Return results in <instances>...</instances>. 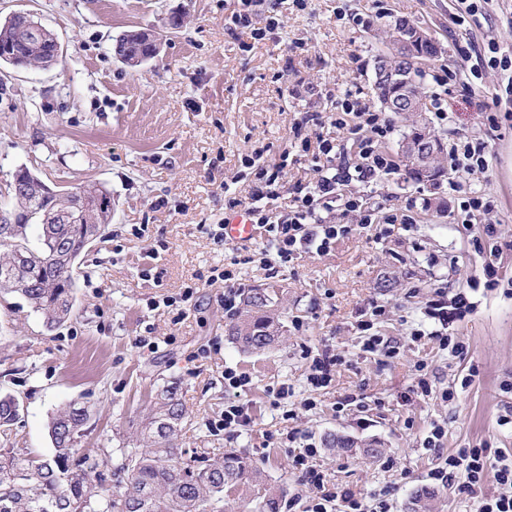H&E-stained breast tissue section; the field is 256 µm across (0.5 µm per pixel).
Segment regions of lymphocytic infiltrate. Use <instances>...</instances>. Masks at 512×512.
I'll list each match as a JSON object with an SVG mask.
<instances>
[{
  "label": "lymphocytic infiltrate",
  "mask_w": 512,
  "mask_h": 512,
  "mask_svg": "<svg viewBox=\"0 0 512 512\" xmlns=\"http://www.w3.org/2000/svg\"><path fill=\"white\" fill-rule=\"evenodd\" d=\"M333 108L326 114L309 115L308 120L318 127L332 126L345 132L357 145L356 161L341 157L335 138L318 136L317 140L301 138L299 156L308 158L315 174L312 182L294 185L287 212H280L271 205L283 188L281 180L285 163L269 164L264 148L258 147L241 158V165L253 174L255 185L248 199L237 197L232 189L224 191V214H244L254 225L263 255L285 264L308 252L327 253L340 237L352 232L354 225L409 224L413 217L408 210L385 209L378 211L362 204L359 197L348 192L352 182L364 185L377 183L380 176L393 168L392 161L381 149L382 143L394 131L393 120L386 113L362 103L352 93L327 91ZM340 212L350 216L347 224H335L330 213ZM476 308L467 293L453 295L435 290L427 300L423 316L429 329H417L413 339H434L441 349L454 354L464 353L467 345L459 337L449 334L448 328L464 319ZM251 383L249 375L233 368L224 370V415L211 425L213 431L234 437L250 430L254 420L249 403L242 398ZM319 451L303 448L294 455L292 465L300 469L313 495L303 512H389L390 505L381 495L355 497L353 494L328 484L314 461ZM465 475L461 489L479 495L478 512H512V461L491 453L487 448H461L454 454L439 457L429 472L433 483L449 485L457 475ZM493 476L499 487L497 495L480 496L479 491L486 476Z\"/></svg>",
  "instance_id": "1"
}]
</instances>
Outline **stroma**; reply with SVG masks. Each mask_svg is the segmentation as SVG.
<instances>
[{"label": "stroma", "instance_id": "stroma-1", "mask_svg": "<svg viewBox=\"0 0 512 512\" xmlns=\"http://www.w3.org/2000/svg\"><path fill=\"white\" fill-rule=\"evenodd\" d=\"M33 13L51 30L65 66L16 70L0 66V207L13 209L7 187L25 167L48 185L95 184L112 194V222L104 240L79 260L76 313L55 329L22 298L0 294V393L18 398L21 411L0 448L48 455L49 418L77 400L92 418L81 448L116 450L130 424L144 418L157 390L178 382L191 411L180 447L234 448L253 459L279 485L291 512H302L310 488L292 457L312 443L327 481L363 496L392 487L390 512H407L419 490L434 492L431 512H476L478 502L427 474L438 453L487 446L512 456V427L498 423L512 410V100L495 95L511 74L481 68L469 58L490 47L512 58V0H490L478 23L460 36L456 0H281L274 39L242 50L224 27V0H0V18ZM181 28L167 26L170 16ZM402 16L439 40L437 66L455 65L442 103L447 123L434 130L444 144L482 136L486 173L448 172L437 187L407 181L404 170L383 175L375 188L351 183V192L379 196L391 208L420 200L409 227L386 235L358 229L328 254H303L285 266L262 260L244 265L245 287L274 283L285 290L282 320L289 330L269 349L237 348L225 329L223 284H208L235 242L214 243L208 227L224 217V181L234 178L240 155L266 150L278 162L290 147L291 127L307 112L331 108L326 90L350 91L372 101V60L382 47L379 25ZM128 30L160 38L157 55L132 69L118 62L114 39ZM499 117L497 129L484 124ZM471 190L492 195L496 210L459 223V201ZM159 209H152V202ZM496 227L482 235L483 224ZM158 250L157 260L144 256ZM494 264L498 284L486 287ZM203 281L184 319L162 298ZM467 292L476 310L453 324L468 346L454 356L436 341L412 340L422 309L435 290ZM386 304L378 331L398 343L395 357L362 352L355 324L370 302ZM302 329H293L295 321ZM149 346H141V339ZM324 348L344 358L331 385L310 391L307 352ZM432 382L426 397L411 395L418 364ZM248 374L245 394L255 415L252 431L234 438L211 431L224 411V370ZM469 387H461L465 376ZM292 390L293 418L273 407L269 388ZM459 385L445 401L443 389ZM361 395L367 410L337 415L336 403ZM314 397L312 410L300 408ZM445 431L440 450L424 448L431 424ZM298 431L296 442L286 439ZM377 443L381 460L328 447L331 436Z\"/></svg>", "mask_w": 512, "mask_h": 512}]
</instances>
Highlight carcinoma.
Wrapping results in <instances>:
<instances>
[{
  "mask_svg": "<svg viewBox=\"0 0 512 512\" xmlns=\"http://www.w3.org/2000/svg\"><path fill=\"white\" fill-rule=\"evenodd\" d=\"M390 48L374 58L372 91L382 105L391 97L425 98L419 78L421 64L435 60L443 45L403 18L383 25ZM116 57L138 67L157 53L156 41L130 31L115 42ZM0 63L15 69L48 68L62 63L54 35L29 31L22 17L0 22ZM401 142L432 145L433 170L428 173L409 157L403 162L409 179L436 185L447 175V147L425 120L403 116ZM15 206L38 214L60 207L72 210L67 224L19 221L7 225L0 241V291L24 298L41 314L49 328L74 316V265L90 237L102 239L112 218V196L95 186L67 196L9 189ZM280 289L245 288L240 308L228 329L233 343L246 351H264L284 333L278 307ZM189 417L179 387L167 384L156 396L150 413L135 427L132 448H121V462L111 468L112 454L102 457L80 452L78 438L91 419L89 409L71 402L48 424L52 453L38 461L21 448L0 451V512H224L232 501L248 512H280L284 490L263 478L252 460L233 448L189 452L177 446L179 432ZM18 419L13 397L0 396V433L8 436ZM124 476V487L112 489L108 472Z\"/></svg>",
  "mask_w": 512,
  "mask_h": 512,
  "instance_id": "1",
  "label": "carcinoma"
}]
</instances>
